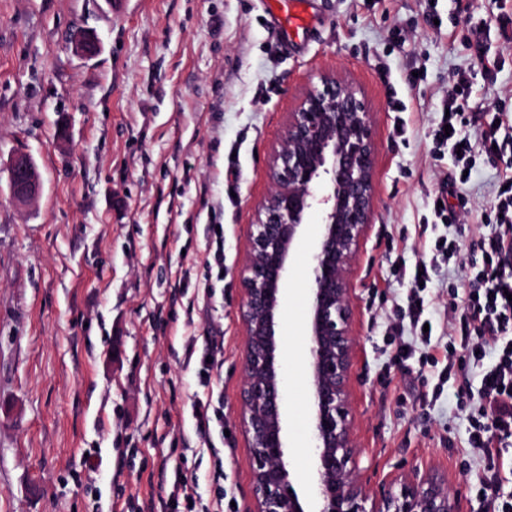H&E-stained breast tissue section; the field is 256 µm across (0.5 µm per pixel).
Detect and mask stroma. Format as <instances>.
Instances as JSON below:
<instances>
[{"label":"stroma","mask_w":512,"mask_h":512,"mask_svg":"<svg viewBox=\"0 0 512 512\" xmlns=\"http://www.w3.org/2000/svg\"><path fill=\"white\" fill-rule=\"evenodd\" d=\"M311 25L284 42L268 0H0V512H150L178 477L181 512H211L216 461L230 504L249 501L250 448L239 423L244 326L240 271L270 159L301 93L325 74L365 98L377 150L375 207L354 265L359 344L354 435L375 495L411 473L445 481L462 512H483L466 453L477 372L440 383L396 363L386 312L405 304L437 238L463 244L438 264L425 315L442 325L449 292L480 259L481 214L503 163L477 155L461 221L433 199L457 172L434 130L457 76L473 84L472 138L499 99L512 110V41L493 35L491 72L467 44V16L512 15V0H306ZM100 41L91 59L73 38ZM407 109L393 111V100ZM28 154L42 190L20 205L7 166ZM224 265H209L216 239ZM315 233L298 240L284 297L285 343L305 349ZM191 336H220V368L185 363ZM293 487L310 493V405L303 364L283 359ZM222 418L199 439L194 397Z\"/></svg>","instance_id":"1"}]
</instances>
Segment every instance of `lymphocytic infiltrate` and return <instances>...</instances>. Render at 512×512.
Masks as SVG:
<instances>
[{
    "label": "lymphocytic infiltrate",
    "mask_w": 512,
    "mask_h": 512,
    "mask_svg": "<svg viewBox=\"0 0 512 512\" xmlns=\"http://www.w3.org/2000/svg\"><path fill=\"white\" fill-rule=\"evenodd\" d=\"M470 86L458 77L449 88L442 116L434 137L454 155L459 170H468L475 153L505 165L495 199L484 216L491 230L481 238L482 267L470 288L454 296L449 314L453 332L445 344L433 342L425 332L423 294L431 280L433 263H420L413 275L406 309L400 310L391 325V338L402 359L418 358L421 366L439 368L441 379L470 368L480 372L479 415L470 421L468 448L483 464L477 495L487 503L488 512H512V494L501 491V470L506 442L512 438V135L501 132V125L490 122L472 140L466 128L470 123ZM412 334L423 351L415 353L404 334ZM494 363H487V356Z\"/></svg>",
    "instance_id": "lymphocytic-infiltrate-1"
}]
</instances>
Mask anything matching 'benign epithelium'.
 I'll list each match as a JSON object with an SVG mask.
<instances>
[{
    "label": "benign epithelium",
    "instance_id": "1",
    "mask_svg": "<svg viewBox=\"0 0 512 512\" xmlns=\"http://www.w3.org/2000/svg\"><path fill=\"white\" fill-rule=\"evenodd\" d=\"M84 56L98 52L95 35L79 33ZM12 196L21 203L41 191L35 164H8ZM376 147L371 112L344 79L322 78L288 113L272 154L273 190L257 207L240 276L245 327L240 424L250 448L246 512H307L293 492L282 375L283 300L296 243L314 210L321 212L309 261L305 365L312 415V512H459L460 493L425 475L367 494L355 479L361 452L353 433L351 379L358 347L353 333L352 270L374 211Z\"/></svg>",
    "mask_w": 512,
    "mask_h": 512
}]
</instances>
